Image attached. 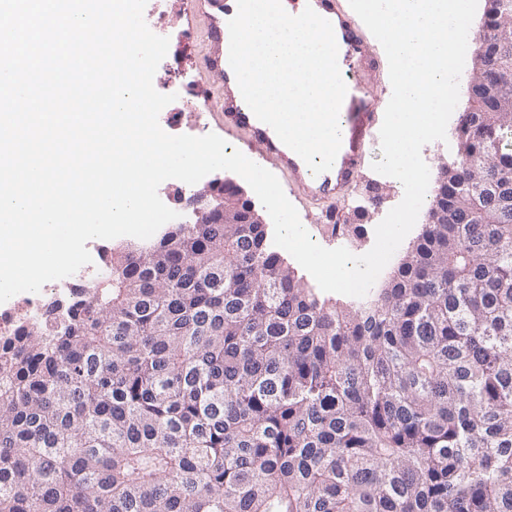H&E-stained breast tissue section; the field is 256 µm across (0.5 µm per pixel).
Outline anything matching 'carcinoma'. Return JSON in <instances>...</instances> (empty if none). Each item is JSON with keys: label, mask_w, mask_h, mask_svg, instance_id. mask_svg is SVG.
Masks as SVG:
<instances>
[{"label": "carcinoma", "mask_w": 512, "mask_h": 512, "mask_svg": "<svg viewBox=\"0 0 512 512\" xmlns=\"http://www.w3.org/2000/svg\"><path fill=\"white\" fill-rule=\"evenodd\" d=\"M491 0L481 40L506 64ZM387 284L331 302L267 226L170 224L0 336V512H512V115L471 101Z\"/></svg>", "instance_id": "obj_1"}]
</instances>
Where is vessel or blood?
Here are the masks:
<instances>
[{
  "mask_svg": "<svg viewBox=\"0 0 512 512\" xmlns=\"http://www.w3.org/2000/svg\"><path fill=\"white\" fill-rule=\"evenodd\" d=\"M296 6H311L331 22L338 45V65L347 86L339 113L341 148L331 170L315 175L306 163L283 144L274 130L258 120L243 99L229 64L228 23L236 15L237 0H187L190 21L202 22L209 49L206 69L219 72L223 85L218 97L204 96L206 112L220 113L228 132L246 131L248 150L258 165H273L288 174L293 194L300 198L340 200L359 176V161L370 141L375 125L376 91L364 79L371 68L365 41L359 36L351 13L337 10L335 0H290Z\"/></svg>",
  "mask_w": 512,
  "mask_h": 512,
  "instance_id": "vessel-or-blood-1",
  "label": "vessel or blood"
}]
</instances>
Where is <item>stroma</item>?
<instances>
[{
  "label": "stroma",
  "instance_id": "35a3bbf8",
  "mask_svg": "<svg viewBox=\"0 0 512 512\" xmlns=\"http://www.w3.org/2000/svg\"><path fill=\"white\" fill-rule=\"evenodd\" d=\"M164 8L169 14L170 28V57L161 62L156 71L155 89L163 94L177 93L174 83L176 67L186 68L192 76L197 89L214 94L222 86V80L217 73L202 68L200 60L206 50L203 34L192 31L186 21L182 0H148L147 11ZM360 34L366 41L369 52L374 58V66L367 74L366 79L376 89L378 99L375 110L384 113L392 95V86L389 79L388 62L377 39L368 28H361ZM478 69L474 56H467L465 67L460 77V99L456 107L457 113L451 116L447 126V138L443 141H434L426 144L422 149V158L428 165L430 172H438L444 165L452 164L458 154V126L459 113L465 112L469 106V86ZM382 153L379 143H371L368 151L361 160V174L353 183L344 200H313L304 199L297 202L296 209L303 226L313 241L321 246H329L331 226L324 224L322 216L328 209H335L336 223L345 226L348 234L347 249L356 255L368 252L374 245L373 226L380 223L385 215L403 198L401 183L391 177L375 172L372 165L381 160ZM377 184L383 190V197L379 204L368 207L365 215H357L355 208L364 204L366 187L368 184Z\"/></svg>",
  "mask_w": 512,
  "mask_h": 512
}]
</instances>
